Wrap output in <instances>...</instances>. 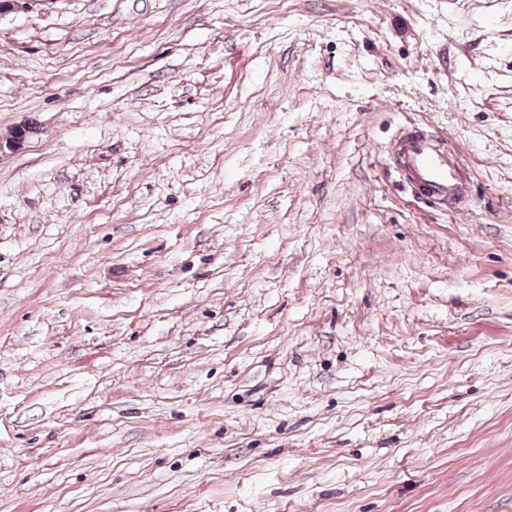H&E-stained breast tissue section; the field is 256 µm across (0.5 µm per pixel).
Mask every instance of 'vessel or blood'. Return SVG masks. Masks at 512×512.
Instances as JSON below:
<instances>
[{
	"instance_id": "b4317fda",
	"label": "vessel or blood",
	"mask_w": 512,
	"mask_h": 512,
	"mask_svg": "<svg viewBox=\"0 0 512 512\" xmlns=\"http://www.w3.org/2000/svg\"><path fill=\"white\" fill-rule=\"evenodd\" d=\"M398 143L401 170L408 182L428 197L457 205L473 194L474 186L458 154L417 132L402 134Z\"/></svg>"
}]
</instances>
